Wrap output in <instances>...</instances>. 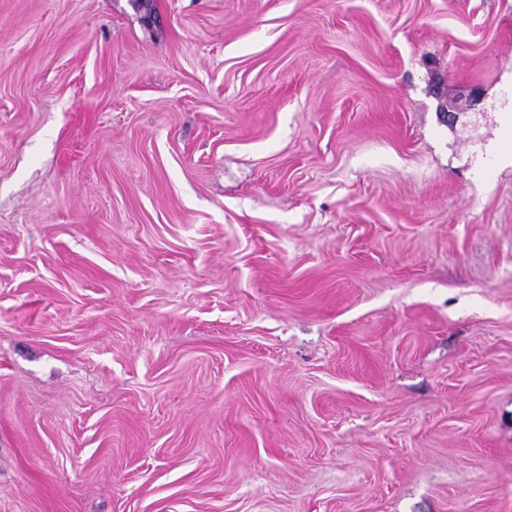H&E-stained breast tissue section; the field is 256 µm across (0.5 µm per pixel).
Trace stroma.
<instances>
[{
    "label": "stroma",
    "instance_id": "35a3bbf8",
    "mask_svg": "<svg viewBox=\"0 0 512 512\" xmlns=\"http://www.w3.org/2000/svg\"><path fill=\"white\" fill-rule=\"evenodd\" d=\"M512 0H0V512H512Z\"/></svg>",
    "mask_w": 512,
    "mask_h": 512
}]
</instances>
